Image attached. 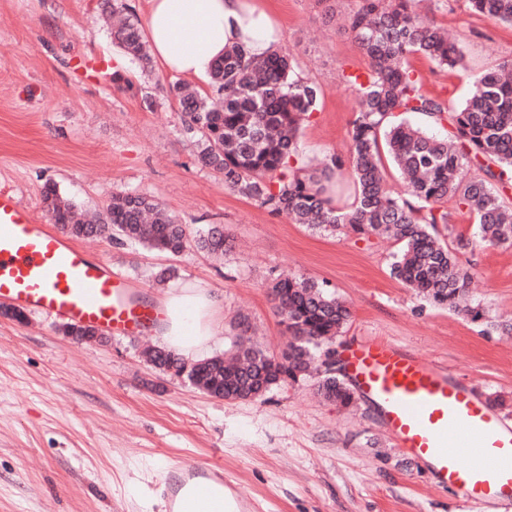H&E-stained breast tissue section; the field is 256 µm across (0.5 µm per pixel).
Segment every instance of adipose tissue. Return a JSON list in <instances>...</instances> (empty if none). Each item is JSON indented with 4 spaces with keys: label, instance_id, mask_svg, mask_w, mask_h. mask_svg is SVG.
Listing matches in <instances>:
<instances>
[{
    "label": "adipose tissue",
    "instance_id": "1",
    "mask_svg": "<svg viewBox=\"0 0 512 512\" xmlns=\"http://www.w3.org/2000/svg\"><path fill=\"white\" fill-rule=\"evenodd\" d=\"M146 35L155 57L175 73L208 75L224 51L244 46L251 54L273 51L278 20L254 0H148ZM157 329L165 346L191 361L204 360L224 326V300L186 284L166 290Z\"/></svg>",
    "mask_w": 512,
    "mask_h": 512
}]
</instances>
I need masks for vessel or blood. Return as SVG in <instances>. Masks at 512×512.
I'll return each instance as SVG.
<instances>
[{
  "mask_svg": "<svg viewBox=\"0 0 512 512\" xmlns=\"http://www.w3.org/2000/svg\"><path fill=\"white\" fill-rule=\"evenodd\" d=\"M0 300L71 323L150 339L152 306L133 301L125 280L86 249L36 223L0 192ZM350 375L376 403L396 448L425 463L463 504L512 501V422L446 368L379 337L354 348ZM217 464L183 465L161 485L168 512H190L182 492L223 483Z\"/></svg>",
  "mask_w": 512,
  "mask_h": 512,
  "instance_id": "1",
  "label": "vessel or blood"
}]
</instances>
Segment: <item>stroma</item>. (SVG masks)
<instances>
[{"label": "stroma", "instance_id": "35a3bbf8", "mask_svg": "<svg viewBox=\"0 0 512 512\" xmlns=\"http://www.w3.org/2000/svg\"><path fill=\"white\" fill-rule=\"evenodd\" d=\"M282 25L281 47L322 89L298 139L301 159L348 152L357 102L341 82L363 67L338 15L358 0H263ZM438 25L464 54L444 70L411 64L426 94L456 108L476 76L512 60V29L473 12L467 0H436ZM111 61L107 73L85 59ZM209 93L207 80L139 63L112 43L101 0H0V190L38 223L46 185L92 214L113 194L147 196L190 233L223 225L230 251L158 253L124 238L80 244L156 302L165 286L193 283L224 296L217 354L231 352L232 327L248 319L274 354L288 345L268 287L282 273L326 284L351 317L333 343L339 358L378 336L445 366L472 383L498 415L512 418V247L460 249L471 268L472 301L486 313L473 323L434 306L390 274L392 240L327 235L257 206L202 166L184 132L172 89ZM61 320L27 312L0 315V512H167L158 492L169 467L220 463L252 512H462L458 495L435 485L423 464L388 438L374 407L325 399L306 376L246 401L210 397L186 376L151 366L141 337L103 333L77 342Z\"/></svg>", "mask_w": 512, "mask_h": 512}]
</instances>
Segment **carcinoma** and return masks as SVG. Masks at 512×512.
<instances>
[{
  "label": "carcinoma",
  "instance_id": "obj_1",
  "mask_svg": "<svg viewBox=\"0 0 512 512\" xmlns=\"http://www.w3.org/2000/svg\"><path fill=\"white\" fill-rule=\"evenodd\" d=\"M424 2L361 0L343 19L368 63L364 72L341 74L357 100L346 160L336 155L308 170L290 165L301 124L317 110L321 88L299 75L285 50L258 57L234 46L210 73L212 94L178 85L173 92L200 163L223 175L224 186L320 232L349 229L367 238H394L402 248L390 264L391 275L428 302L478 322L485 313L468 302L471 273L441 239L438 226L448 224L446 204L452 200L475 217L478 244L512 245V208L503 205L512 187V78H506L512 62L479 77L465 102L448 111L423 92L422 77L410 65L414 56L448 70L463 62L457 43ZM469 3L474 12L512 28V0ZM110 14L116 17L112 42L151 68L138 21L121 4H112ZM402 114L423 115L451 131L434 136L399 119ZM385 157L402 176L399 192L388 186ZM470 168L476 173L468 178ZM344 178L355 189L348 210L334 206L328 195ZM43 204L52 222L77 238L111 232L172 255L192 246L214 254L228 250L223 228L192 236L159 203L139 194L112 195L95 220L53 185L45 188ZM271 296L291 336L280 358L251 345L228 360L216 355L191 366L167 349L148 351L146 360L162 371L187 372L199 390L221 400L260 397L296 381L322 360L351 312L325 285L304 278H276ZM319 388L329 400L352 403L353 395L334 375L324 376Z\"/></svg>",
  "mask_w": 512,
  "mask_h": 512
}]
</instances>
